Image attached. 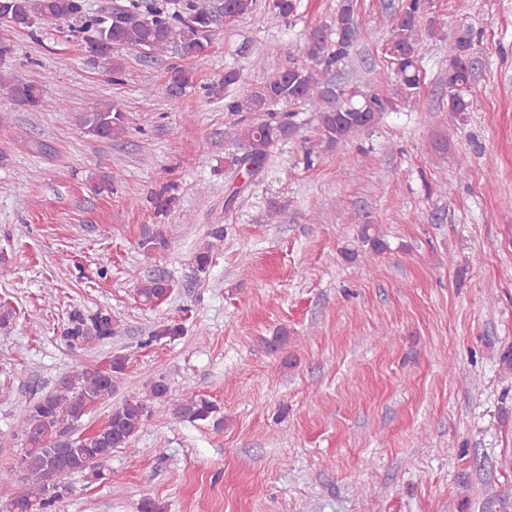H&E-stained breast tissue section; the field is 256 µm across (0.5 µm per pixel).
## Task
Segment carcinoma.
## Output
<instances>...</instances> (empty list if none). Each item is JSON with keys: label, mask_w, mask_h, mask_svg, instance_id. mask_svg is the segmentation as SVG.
I'll list each match as a JSON object with an SVG mask.
<instances>
[{"label": "carcinoma", "mask_w": 512, "mask_h": 512, "mask_svg": "<svg viewBox=\"0 0 512 512\" xmlns=\"http://www.w3.org/2000/svg\"><path fill=\"white\" fill-rule=\"evenodd\" d=\"M257 0H215L197 6L191 2L182 12H171L167 0H148L146 11L139 6L116 3L98 15H89L85 0H0V16L12 28H31L39 22H64L82 34L85 47L103 61L108 72L119 75L123 65L114 60L112 50L127 46L143 54L155 55L174 50L183 57H201L212 44L214 26L236 25L256 10ZM430 8L427 0H402L387 43L389 63L396 75L397 96L409 101L420 94L422 21ZM298 0H268L270 19L289 22L297 13ZM336 35L332 47L325 46L324 29L315 28L307 39L295 46L298 57L308 59L301 65L278 70L249 98L247 110L262 116L236 129L235 137L242 154L235 162L245 174L259 171L268 161L271 147L297 131L296 113L274 112L277 104L292 106L303 103L314 112L321 138L332 145L348 140L374 126L392 102L358 88L346 87L325 78L330 68L349 55L357 23L353 0L343 4L328 26ZM448 109L467 112L470 101L465 92L475 78L474 42L466 30L449 44ZM190 69L171 71L167 92L177 97L194 84ZM0 87L9 90L15 102L30 110L47 107L41 87L17 83L0 74ZM123 114L110 103L81 113L77 121L84 132L99 138H112L122 127ZM172 285L162 278L141 283L137 294L146 304L160 305L170 294ZM118 321L107 310L87 315L75 309L69 315L62 339L71 349H79L91 340L112 338ZM181 323L169 321L154 329L144 345L163 339L175 341L183 335ZM126 357L114 355L104 370H76L63 377L57 388L35 402L19 421L18 435L25 441L20 463L21 486L3 506V512H55L71 489L62 475L83 471L98 460L103 462L114 448H126L137 437L144 420L154 407L164 408L177 417L206 421L218 412L214 402L205 397L176 399L163 379L154 381L145 391L132 388L123 401L112 408L107 421L96 431L78 435L76 426L91 406L111 395L116 380L125 372Z\"/></svg>", "instance_id": "obj_1"}]
</instances>
